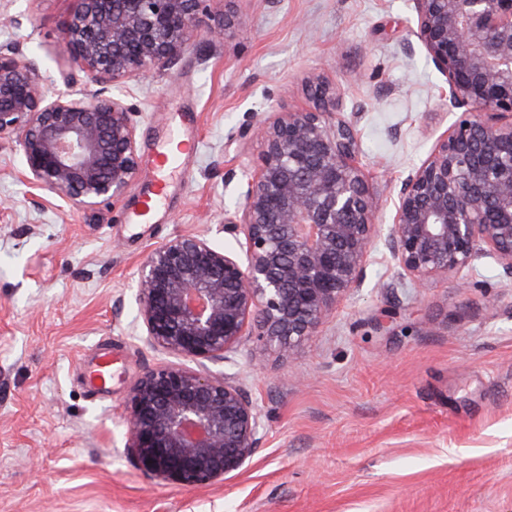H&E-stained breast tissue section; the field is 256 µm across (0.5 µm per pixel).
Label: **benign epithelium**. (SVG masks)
Listing matches in <instances>:
<instances>
[{
    "label": "benign epithelium",
    "mask_w": 512,
    "mask_h": 512,
    "mask_svg": "<svg viewBox=\"0 0 512 512\" xmlns=\"http://www.w3.org/2000/svg\"><path fill=\"white\" fill-rule=\"evenodd\" d=\"M62 28L70 67L104 89L47 97L35 59L0 50V135L12 137L21 177L73 208L123 195L138 175L136 131L118 92L168 70L197 31L223 36L204 0H74ZM415 36L448 84L456 118L401 182L385 248L415 284L492 256L512 275V0H412ZM313 107L272 112L263 149L242 173L243 202L222 231L237 251L179 234L137 268L146 342L198 369L144 373L127 402V450L143 472L196 488L242 471L266 437L244 386L207 363H226L254 336L283 355L317 334L357 290L380 239L379 203L358 161L354 125L336 112L327 81L307 82Z\"/></svg>",
    "instance_id": "obj_1"
}]
</instances>
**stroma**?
<instances>
[{"label":"stroma","instance_id":"1","mask_svg":"<svg viewBox=\"0 0 512 512\" xmlns=\"http://www.w3.org/2000/svg\"><path fill=\"white\" fill-rule=\"evenodd\" d=\"M71 0H0V47L37 59L61 88ZM222 40L199 31L168 71L126 83L136 179L76 209L37 197L0 137V512H512V277L490 257L417 287L377 246L361 288L292 356L244 337L231 363L266 438L239 475L183 488L127 453V401L172 363L139 327L134 279L152 247L218 232L242 200L269 112L309 108L305 81L336 87L358 160L390 226L401 181L455 119L412 31V0H205ZM193 145L186 174L137 221L149 158ZM112 360L109 385L89 375Z\"/></svg>","mask_w":512,"mask_h":512}]
</instances>
